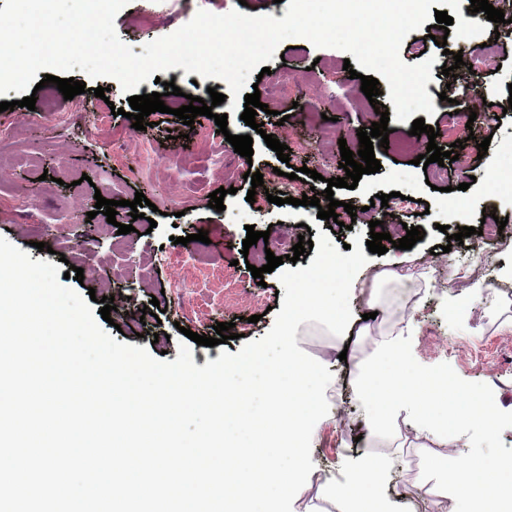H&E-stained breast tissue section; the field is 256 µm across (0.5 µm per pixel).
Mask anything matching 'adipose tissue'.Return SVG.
Listing matches in <instances>:
<instances>
[{
	"instance_id": "ef3b65f1",
	"label": "adipose tissue",
	"mask_w": 512,
	"mask_h": 512,
	"mask_svg": "<svg viewBox=\"0 0 512 512\" xmlns=\"http://www.w3.org/2000/svg\"><path fill=\"white\" fill-rule=\"evenodd\" d=\"M391 478L389 460L366 456L349 479L332 486L330 492L347 504L348 512H396L390 491Z\"/></svg>"
}]
</instances>
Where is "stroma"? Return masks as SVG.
Segmentation results:
<instances>
[{
	"label": "stroma",
	"mask_w": 512,
	"mask_h": 512,
	"mask_svg": "<svg viewBox=\"0 0 512 512\" xmlns=\"http://www.w3.org/2000/svg\"><path fill=\"white\" fill-rule=\"evenodd\" d=\"M145 5L146 0H128L114 20L120 39L137 54L186 22L173 8L144 19ZM414 36L423 40L424 49L416 53L402 44V60L410 65L428 57L434 60L426 90L438 105L425 123L439 126L438 146L463 140L470 158L464 173L445 162L441 190L427 185L422 166L415 163L426 145L411 136V122L389 120L388 147L374 149L380 172L363 175L355 189L334 191L335 200L364 208L363 221L351 222L343 211L340 227L334 228L319 218L317 207L268 202V195L279 194L286 182L275 172L280 161L263 134L251 133L229 103L216 106L214 117H196L189 126L174 115L155 112L149 116L150 128L140 131L121 115L129 102L116 79L93 80L76 69L72 75L86 83V93L67 100L55 84L46 83L36 94L34 109L0 113V130L13 132L9 140H0V237L28 252L31 260L55 264L64 258L83 268V280L66 279V286L83 296L92 291L113 297L116 309L107 333L118 342L147 348L153 357L176 360L185 331L210 336L215 324L233 323L236 336L226 346L193 345V362L201 367L221 352L237 353L244 342L262 338L272 327L283 306L278 295L282 285L276 273L259 281L249 271L250 266L266 265L267 253H290L299 237L310 231L332 228L349 244L355 235L369 236L373 220L386 226H417L426 235L412 249L370 255L357 273L350 296L354 314L363 313L357 304L358 289L377 270L408 260L413 278L404 284L389 283L383 290V303L391 311L383 332L410 326L417 362L449 363L462 379L490 385L497 405L512 411V280L504 276L512 268V192L497 189L493 182L499 170L512 164V23L470 38L440 30L431 35L423 28ZM493 36L498 39L494 64L457 71L458 83L476 87L477 96L455 104L440 100L447 83L442 69L454 64L453 52H469ZM440 38L446 39V46H437ZM277 51L268 63L269 75L258 85L268 109L258 112L256 120L263 123L264 133L288 146L291 168L306 164L313 148L336 156L344 142L358 151V129L370 127L380 116L361 92L360 80L344 70L347 52L319 49L300 37L284 40ZM168 81L201 98L212 88L222 94L229 91L223 80L196 79L178 67L161 73L159 81L141 82L136 92H163ZM100 86L108 88L107 99L94 96V88ZM487 102L498 120L485 123L476 136H469L451 118L456 109H479ZM220 114L227 117V134L251 135L252 158L235 153L226 134L218 133L214 118ZM484 139L490 145L482 156L476 144ZM251 168L262 174L263 188L253 189L245 180ZM463 182L468 185L464 191L459 188ZM221 187L230 193L219 212L209 207L208 195ZM140 192L158 208L152 220L131 217L129 203ZM391 192L416 199L414 210L371 206L376 195ZM98 193L117 200L119 223L134 227L123 235V248H116L112 233L106 232V216L94 212ZM250 193L255 196L251 203L246 200ZM451 199L458 202L459 215L445 211ZM493 213L507 221L498 240L483 244L474 233L443 252L448 234L463 226L475 230L482 217ZM87 222L93 226L91 236L83 250H71V238ZM249 225L269 231L268 241L243 247ZM201 229L207 231L208 243L194 240ZM184 236L189 239L185 245L180 242ZM41 242L46 251H38ZM154 297L161 316L143 315ZM297 344L311 357L333 355L338 362L327 391L334 417L322 422L312 436V489L296 504V512H342V503L329 498L325 487L344 482L365 455L392 460L398 512H456L453 497L439 491L434 481L422 479V450L411 428L400 425L398 434L388 440L364 436L354 381L371 354V339L350 344L311 322Z\"/></svg>",
	"instance_id": "35a3bbf8"
}]
</instances>
